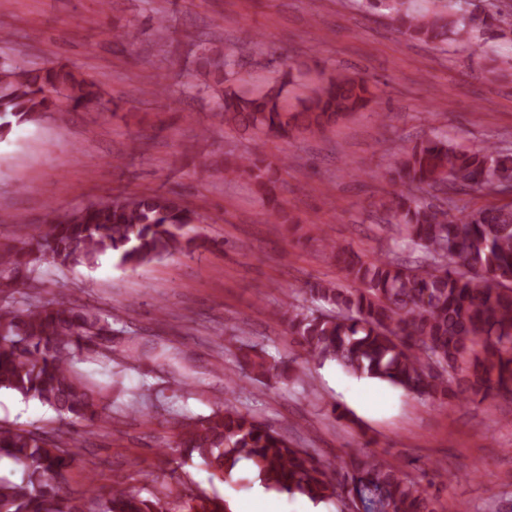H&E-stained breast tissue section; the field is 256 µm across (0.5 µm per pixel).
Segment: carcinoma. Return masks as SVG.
<instances>
[{
	"instance_id": "obj_1",
	"label": "carcinoma",
	"mask_w": 512,
	"mask_h": 512,
	"mask_svg": "<svg viewBox=\"0 0 512 512\" xmlns=\"http://www.w3.org/2000/svg\"><path fill=\"white\" fill-rule=\"evenodd\" d=\"M369 8L389 11L395 29L424 43L466 42L472 19L445 8L417 13L406 0H368ZM291 71L278 84L258 92L224 90L218 111L224 122L242 131L259 130L286 137L335 124L367 109L375 100L370 85L356 76H327L292 112L284 92ZM96 83L55 65L27 70L0 64V133L37 122L47 112L67 116L62 101L77 107L103 105ZM225 175H247L267 201L268 215L280 218L276 181L258 153L224 159ZM388 180L406 191L384 202L400 224L416 257L358 253L320 238L351 282L315 279L306 293L317 310H288V330L309 360L335 363L347 374L386 382L408 393L444 403L488 396L512 397V205L477 209L449 206L459 191L506 193L512 189V149L485 145L469 149L445 136L428 138L395 156ZM196 213L176 196L118 195L76 210L59 211L36 239L63 267H95L110 255L125 266L141 265L182 250L191 240L187 228ZM27 242L0 248V293L17 274L37 273ZM112 327L95 310L71 301H48L33 309L0 305V390L36 400L65 420L92 427L106 410L97 385L73 367L74 359L101 340L97 354H112ZM243 371L283 376L290 362L257 353L242 355ZM174 447L183 459L197 458L212 476L250 461L265 486L332 502L343 512L359 501L366 512H439V501L397 467L375 459L369 444L346 452L337 471L317 454L226 403L208 416L191 419ZM21 472L15 482L0 477V512H229L226 501L192 495L176 485L157 493L116 477L107 495L88 497L67 487L78 465L93 475L83 448L68 434L52 436L38 428L0 426V459Z\"/></svg>"
}]
</instances>
